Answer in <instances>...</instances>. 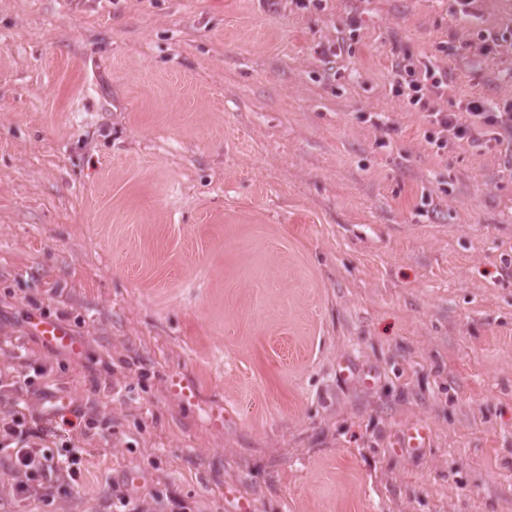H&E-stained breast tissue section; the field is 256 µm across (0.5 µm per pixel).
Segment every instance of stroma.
<instances>
[{"instance_id": "stroma-1", "label": "stroma", "mask_w": 512, "mask_h": 512, "mask_svg": "<svg viewBox=\"0 0 512 512\" xmlns=\"http://www.w3.org/2000/svg\"><path fill=\"white\" fill-rule=\"evenodd\" d=\"M476 12L0 0V419L82 450L42 500L1 464L0 512H512V171L391 92L399 51L459 120L512 100V50L469 46L512 0ZM35 331L37 336L49 345H65L73 348L75 344L73 336L53 320L39 318L35 323Z\"/></svg>"}]
</instances>
